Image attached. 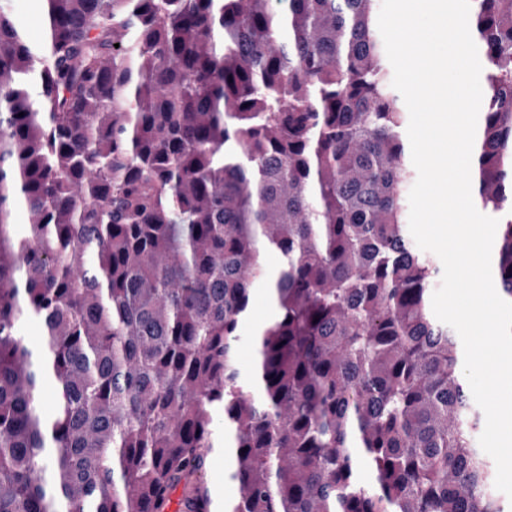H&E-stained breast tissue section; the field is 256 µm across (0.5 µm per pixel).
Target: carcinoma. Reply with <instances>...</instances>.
I'll return each mask as SVG.
<instances>
[{
    "label": "carcinoma",
    "instance_id": "carcinoma-1",
    "mask_svg": "<svg viewBox=\"0 0 512 512\" xmlns=\"http://www.w3.org/2000/svg\"><path fill=\"white\" fill-rule=\"evenodd\" d=\"M40 2L44 44L0 4V512H213L217 449L224 512H504L407 235L378 0ZM470 21L512 302V0ZM274 315L267 286L257 283L253 290L251 317L248 320L247 330L252 331L256 325L268 323ZM218 471L224 475V454L221 453L213 454L211 456L210 467L206 473V480L213 494L214 501L218 505V507L215 508L216 511H220L222 509L224 499H232L238 495L236 484L224 480L217 482L214 479V474Z\"/></svg>",
    "mask_w": 512,
    "mask_h": 512
}]
</instances>
